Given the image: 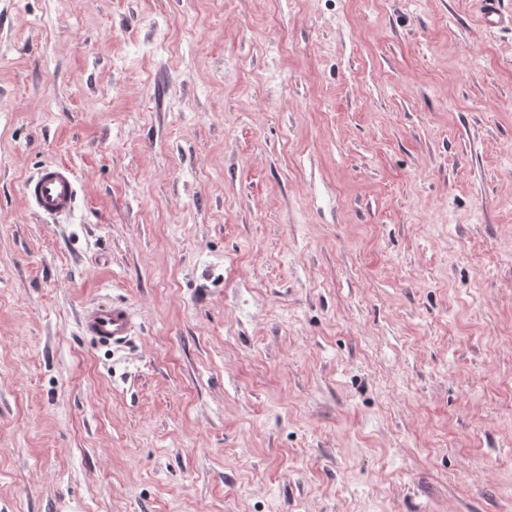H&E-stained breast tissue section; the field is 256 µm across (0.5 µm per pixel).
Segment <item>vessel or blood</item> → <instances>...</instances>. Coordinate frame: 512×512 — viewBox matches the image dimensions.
<instances>
[{"mask_svg": "<svg viewBox=\"0 0 512 512\" xmlns=\"http://www.w3.org/2000/svg\"><path fill=\"white\" fill-rule=\"evenodd\" d=\"M479 2L484 25L512 22V12L503 9V0ZM23 190L34 209L47 216L70 213L77 197L74 172L63 163L43 166L36 176L24 181ZM81 327L98 344L119 346L131 333V317L124 305L112 303L87 310L81 319Z\"/></svg>", "mask_w": 512, "mask_h": 512, "instance_id": "vessel-or-blood-1", "label": "vessel or blood"}]
</instances>
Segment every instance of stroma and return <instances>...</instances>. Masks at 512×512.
Listing matches in <instances>:
<instances>
[{
  "mask_svg": "<svg viewBox=\"0 0 512 512\" xmlns=\"http://www.w3.org/2000/svg\"><path fill=\"white\" fill-rule=\"evenodd\" d=\"M0 512H512V28L0 0ZM23 190L33 208L47 216L70 213L77 197L74 172L63 163L43 166L36 176L24 181ZM81 327L87 336L101 345L119 346L131 333V317L124 305L112 303L87 310Z\"/></svg>",
  "mask_w": 512,
  "mask_h": 512,
  "instance_id": "obj_1",
  "label": "stroma"
}]
</instances>
